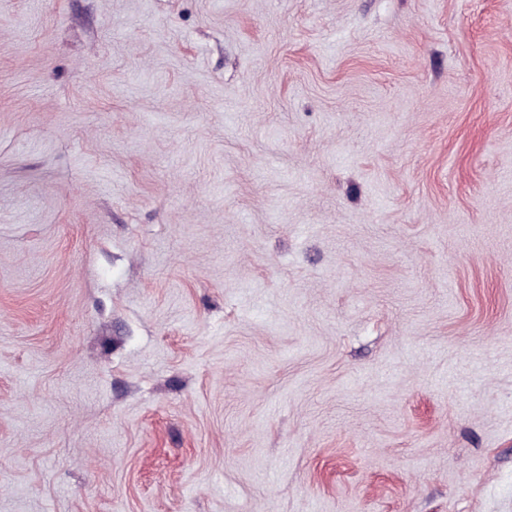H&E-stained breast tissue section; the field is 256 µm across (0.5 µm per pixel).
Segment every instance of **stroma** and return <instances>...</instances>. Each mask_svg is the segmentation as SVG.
Segmentation results:
<instances>
[{
    "mask_svg": "<svg viewBox=\"0 0 512 512\" xmlns=\"http://www.w3.org/2000/svg\"><path fill=\"white\" fill-rule=\"evenodd\" d=\"M0 512H512V0H0Z\"/></svg>",
    "mask_w": 512,
    "mask_h": 512,
    "instance_id": "stroma-1",
    "label": "stroma"
}]
</instances>
